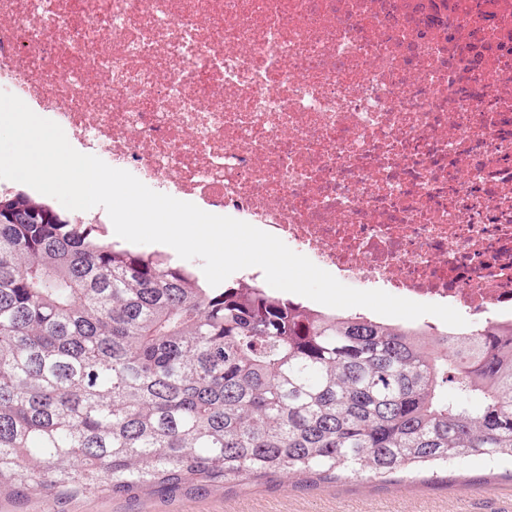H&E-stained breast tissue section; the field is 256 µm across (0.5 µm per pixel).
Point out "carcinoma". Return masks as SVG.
I'll list each match as a JSON object with an SVG mask.
<instances>
[{
    "instance_id": "cac0c4a2",
    "label": "carcinoma",
    "mask_w": 512,
    "mask_h": 512,
    "mask_svg": "<svg viewBox=\"0 0 512 512\" xmlns=\"http://www.w3.org/2000/svg\"><path fill=\"white\" fill-rule=\"evenodd\" d=\"M474 460L512 464V328L424 344L213 287L0 191V491L174 496Z\"/></svg>"
}]
</instances>
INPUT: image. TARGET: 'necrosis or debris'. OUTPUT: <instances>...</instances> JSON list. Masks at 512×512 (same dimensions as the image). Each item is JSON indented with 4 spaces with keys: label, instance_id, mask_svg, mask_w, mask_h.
<instances>
[{
    "label": "necrosis or debris",
    "instance_id": "obj_1",
    "mask_svg": "<svg viewBox=\"0 0 512 512\" xmlns=\"http://www.w3.org/2000/svg\"><path fill=\"white\" fill-rule=\"evenodd\" d=\"M0 90L338 280L512 325V0H0Z\"/></svg>",
    "mask_w": 512,
    "mask_h": 512
}]
</instances>
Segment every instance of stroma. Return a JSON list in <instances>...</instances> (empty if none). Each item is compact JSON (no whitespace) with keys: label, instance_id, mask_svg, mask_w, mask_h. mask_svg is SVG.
Segmentation results:
<instances>
[{"label":"stroma","instance_id":"35a3bbf8","mask_svg":"<svg viewBox=\"0 0 512 512\" xmlns=\"http://www.w3.org/2000/svg\"><path fill=\"white\" fill-rule=\"evenodd\" d=\"M0 512H512V479L501 469L482 467L415 478L364 475L314 487L277 477L172 498L147 492L61 500L3 496Z\"/></svg>","mask_w":512,"mask_h":512}]
</instances>
